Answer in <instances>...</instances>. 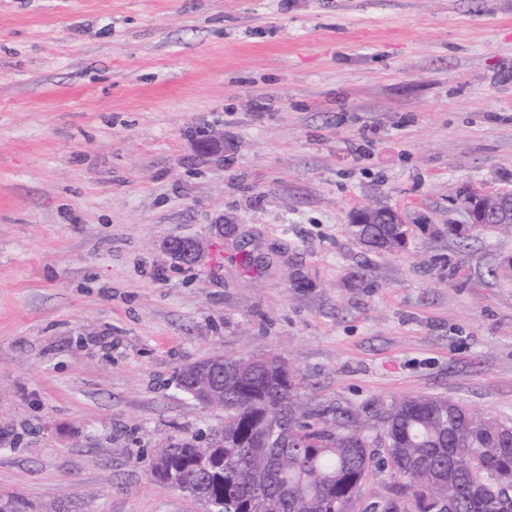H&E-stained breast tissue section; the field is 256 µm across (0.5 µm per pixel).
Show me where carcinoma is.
Wrapping results in <instances>:
<instances>
[{
    "mask_svg": "<svg viewBox=\"0 0 512 512\" xmlns=\"http://www.w3.org/2000/svg\"><path fill=\"white\" fill-rule=\"evenodd\" d=\"M363 233L360 244L399 252L408 228L371 224ZM226 361L237 370L215 377V384H224V428L213 448L220 465L197 473L192 459L198 446L186 438L157 450L162 464L153 466V481L164 482L170 470L196 483L202 496L222 499L223 512H349L366 476L384 468L369 449L386 448L398 490L396 497L371 505L374 512H406L409 502L416 512H430L432 506L417 499V489L426 484L454 501L458 512H493L488 497L474 488L494 471L512 468V438L501 422L430 395L406 396L364 414L310 409L297 373L279 377V357ZM274 422L288 441L286 451L267 443Z\"/></svg>",
    "mask_w": 512,
    "mask_h": 512,
    "instance_id": "cac0c4a2",
    "label": "carcinoma"
}]
</instances>
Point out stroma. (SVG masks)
<instances>
[{
  "label": "stroma",
  "mask_w": 512,
  "mask_h": 512,
  "mask_svg": "<svg viewBox=\"0 0 512 512\" xmlns=\"http://www.w3.org/2000/svg\"><path fill=\"white\" fill-rule=\"evenodd\" d=\"M467 189L512 192V0H0V496L205 512L150 468L223 427L177 385L215 356L512 423V233L420 231ZM364 207L407 249L359 244ZM366 227V225H368ZM349 225L355 229L364 228L365 240L357 236L351 229L352 235L360 244L369 248H380L389 244L392 252L402 251L399 248L401 238L408 233L403 216L396 210L381 207H367L354 211L349 218ZM374 247V248H373ZM165 252L180 265L196 264L203 253V244L196 238L172 239L164 244Z\"/></svg>",
  "instance_id": "obj_1"
}]
</instances>
